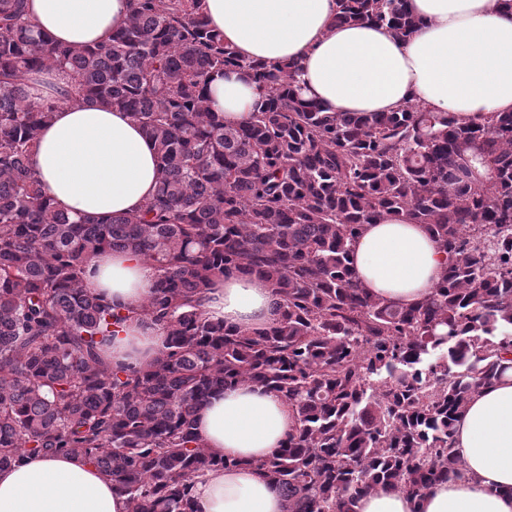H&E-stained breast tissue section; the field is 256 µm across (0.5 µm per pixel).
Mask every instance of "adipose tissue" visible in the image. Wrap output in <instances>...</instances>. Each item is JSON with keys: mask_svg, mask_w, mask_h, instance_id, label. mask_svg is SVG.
Returning a JSON list of instances; mask_svg holds the SVG:
<instances>
[{"mask_svg": "<svg viewBox=\"0 0 512 512\" xmlns=\"http://www.w3.org/2000/svg\"><path fill=\"white\" fill-rule=\"evenodd\" d=\"M212 27L240 56L299 65L303 99L328 112L396 111L405 102L461 120L512 112V9L504 0H408L419 19L406 39L371 24L337 25L336 0H205ZM34 29L52 42L108 41L127 20L129 0H27ZM263 90L250 73L226 70L208 86L225 124L252 115ZM34 168L56 206L72 218L140 209L159 179L154 147L125 112L66 102L44 128ZM361 288L399 307L423 302L448 266L425 225L390 215L364 225L353 246ZM158 280L156 266L106 250L90 262L85 285L133 311L105 346L113 365L140 366L166 345L162 325L137 317ZM264 279L233 273L204 292L214 321L243 330L277 319ZM196 427L227 467L193 479L200 512H285L280 489L258 470L295 428L287 404L249 385L225 387L195 412ZM463 463L450 481L410 499L391 490L359 496L352 512H512V368L473 394L454 424ZM0 512H128L124 495L86 459L26 456L0 468Z\"/></svg>", "mask_w": 512, "mask_h": 512, "instance_id": "adipose-tissue-1", "label": "adipose tissue"}]
</instances>
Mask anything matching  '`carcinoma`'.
Segmentation results:
<instances>
[{
  "mask_svg": "<svg viewBox=\"0 0 512 512\" xmlns=\"http://www.w3.org/2000/svg\"><path fill=\"white\" fill-rule=\"evenodd\" d=\"M203 2L131 0L108 42L75 47L37 33L24 0H0V468L79 455L128 512H197L194 476L225 461L196 432L195 411L251 384L296 422L260 464L286 512H349L378 489L417 497L458 476L455 416L512 359V112L484 122L416 105L327 112L301 97L295 63L240 59ZM337 3L338 24L403 37L417 26L406 0ZM57 68L74 87L32 97L29 76ZM226 68L263 88L237 126L207 97ZM73 99L128 113L154 144L161 177L140 211L73 219L45 193L32 157ZM400 213L448 254L413 308L370 296L352 269L362 227ZM107 248L159 270L136 315L162 324L167 342L146 367L116 368L100 352L130 318L84 285ZM230 271L266 280L272 326L208 319L204 289Z\"/></svg>",
  "mask_w": 512,
  "mask_h": 512,
  "instance_id": "1",
  "label": "carcinoma"
}]
</instances>
